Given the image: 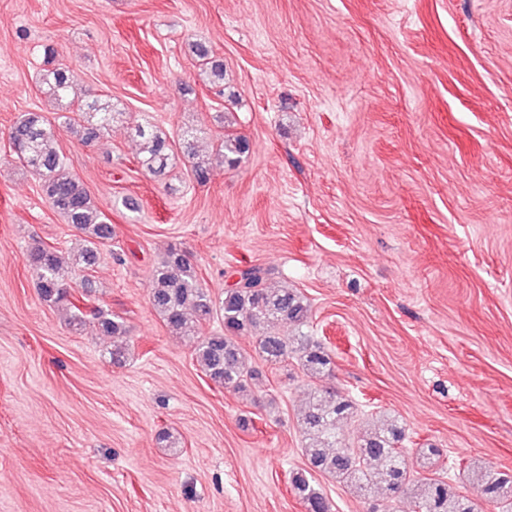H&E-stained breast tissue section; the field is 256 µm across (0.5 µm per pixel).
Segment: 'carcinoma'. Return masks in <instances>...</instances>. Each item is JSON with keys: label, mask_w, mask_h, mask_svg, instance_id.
<instances>
[{"label": "carcinoma", "mask_w": 512, "mask_h": 512, "mask_svg": "<svg viewBox=\"0 0 512 512\" xmlns=\"http://www.w3.org/2000/svg\"><path fill=\"white\" fill-rule=\"evenodd\" d=\"M192 53L199 75L213 86H223L224 63L211 47L195 42ZM41 83L55 100L75 102L77 108H66L53 118L37 111L21 114L10 128V144L19 163L38 178L50 207L82 234L85 245L69 262L55 246L35 245L27 254L29 272L40 298L68 311L72 328L91 322L103 336L122 337L124 320L91 305L95 285L90 271L98 265L101 249L112 243V223L84 182L67 172L68 158L54 131L55 124L65 125L80 141L91 144L108 134L121 113L112 111L107 101L75 96L77 78L66 64L46 70ZM134 134L140 143L141 167L153 176L165 175L173 154L167 137L142 124L135 126ZM181 149L194 160L195 179H209L210 162L200 158L192 131H182ZM249 150L244 137L227 132L214 157L233 168ZM269 276L270 270L260 265L241 266L231 273L232 283L216 300L202 285L186 252L170 246L151 270L149 302L171 333L192 339L197 364L219 387L240 391L258 375L251 356L235 341L252 329L258 332L255 354L264 363L277 365L292 358L313 381L330 376L332 358L320 343L303 332L292 336L281 332L285 324L306 325L307 300L294 290L271 287ZM215 318L221 319L222 331L203 333V325ZM352 415V401L332 391L311 390L301 417L306 467L290 472L291 488L306 512H332L331 503L315 484L316 473L336 479L364 498L376 493L406 495L419 512H478L476 502L441 477L438 449L418 448L416 462H411L407 449L401 447L405 428L394 416L368 425L352 440L337 432L340 421ZM475 482L484 499L512 510V474L482 469Z\"/></svg>", "instance_id": "carcinoma-1"}]
</instances>
